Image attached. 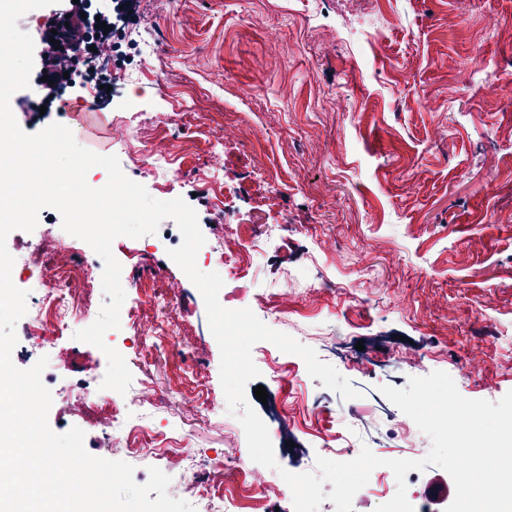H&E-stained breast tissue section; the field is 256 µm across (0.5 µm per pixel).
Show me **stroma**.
I'll use <instances>...</instances> for the list:
<instances>
[{
	"mask_svg": "<svg viewBox=\"0 0 512 512\" xmlns=\"http://www.w3.org/2000/svg\"><path fill=\"white\" fill-rule=\"evenodd\" d=\"M154 14L138 81L123 96L67 100L80 123V146L116 156L124 174L149 194L164 187L150 167L112 142L125 121L133 146L159 142L184 147L183 176L203 184L205 155L224 154L222 182L237 187L241 212L276 188L282 213L302 247L297 264L317 270L334 287L321 311L276 318L270 328L314 348L323 362L350 378L360 397L346 400L311 378L304 361L272 349L294 371L292 383L259 379L278 403L294 391L319 403L343 434L340 447L424 458L430 438L407 435L402 413L379 391L408 385L412 376L440 370L469 399L512 390V0H139ZM494 12L498 27L486 26ZM275 27L279 36L264 37ZM412 78L403 83L400 71ZM253 86L240 100L237 90ZM344 97L348 109L331 108ZM263 123L266 137L249 134L215 144L209 128L226 122ZM113 254L131 276L150 280L165 265L146 238L123 237ZM355 283L353 295L342 287ZM173 314L188 346L180 354L158 348L141 363L131 353L132 328L117 338L128 350L133 378L158 389L161 419L176 420L180 377L197 361L220 376V350L201 293L188 285ZM494 341H486L488 324ZM381 337L373 349L375 375L353 377L346 362L358 341ZM59 362L78 357L105 375L108 361L70 334L57 340ZM192 448L213 457L226 438L245 442L238 419L185 426Z\"/></svg>",
	"mask_w": 512,
	"mask_h": 512,
	"instance_id": "35a3bbf8",
	"label": "stroma"
}]
</instances>
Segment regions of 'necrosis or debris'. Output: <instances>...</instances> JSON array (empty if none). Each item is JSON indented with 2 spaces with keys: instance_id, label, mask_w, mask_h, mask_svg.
Instances as JSON below:
<instances>
[{
  "instance_id": "1",
  "label": "necrosis or debris",
  "mask_w": 512,
  "mask_h": 512,
  "mask_svg": "<svg viewBox=\"0 0 512 512\" xmlns=\"http://www.w3.org/2000/svg\"><path fill=\"white\" fill-rule=\"evenodd\" d=\"M152 14L139 11L132 14L126 25L116 31L99 35L101 67L85 71L86 88L100 86L104 74L113 81L129 82L133 74L123 66H111L116 48L135 54L139 43L135 36L152 30ZM199 220L208 228L211 245L204 256V267H221L233 274L251 273L254 268H268L271 274H282L285 292L279 314L290 311L292 300H301L305 307L317 308L329 285L319 279L296 280L285 273L278 255L269 254L267 246L274 241H287L288 224H251L247 237L232 232V224L239 221V209L229 199L209 197L201 202ZM72 242L70 234L61 225L48 223L45 230L31 244V255L21 264L27 270L24 288L28 293L27 312L18 321V345L13 362L25 366L33 357L51 349L57 336L75 332L91 325L97 318L95 310L84 297L87 290L101 287L97 270L101 258L73 264L70 260ZM156 284L146 288L122 277L124 289L136 290L134 305L122 308L120 323L135 331L136 347L141 361L153 356L157 344L181 347L184 331L181 324L169 317L168 312L178 304L184 287L180 279L165 272L155 275ZM193 391L182 396L180 416L184 419L213 417L222 408L221 397L209 384V368L198 363L191 368ZM46 387L64 384L72 395L67 412L82 413L89 406L102 415L101 434L105 447L124 448L132 455H146L159 460L164 472L175 475L185 491L204 502L206 512H224L226 504H233L238 512L252 505H260L271 498H285L290 494L286 482H274L267 467L251 462L236 439L225 440L220 455L214 458L199 455L190 446L187 436L169 424L154 420L158 406V391L152 384L138 381L130 384L126 395L112 396L102 389L97 376L85 372L81 366L71 367L67 375H59L55 367H46L42 374ZM311 436L321 449L341 438L340 432L331 430L321 421L320 412L309 409L304 396L290 403L278 422L276 435L293 432ZM222 467L224 482L214 486L205 479L208 469Z\"/></svg>"
}]
</instances>
